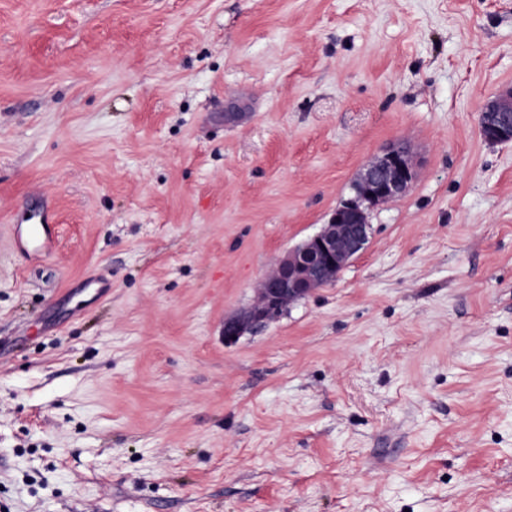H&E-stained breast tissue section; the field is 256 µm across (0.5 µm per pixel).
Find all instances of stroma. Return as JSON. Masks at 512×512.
Listing matches in <instances>:
<instances>
[{
	"label": "stroma",
	"mask_w": 512,
	"mask_h": 512,
	"mask_svg": "<svg viewBox=\"0 0 512 512\" xmlns=\"http://www.w3.org/2000/svg\"><path fill=\"white\" fill-rule=\"evenodd\" d=\"M509 86L512 0H0V512H512ZM399 140L365 249L225 343ZM483 139L490 144L512 142V88L488 99L478 113ZM47 223V214L42 210H35L28 215L25 225L10 224L9 229L16 232L19 237L24 234L29 244L34 246V251H48L51 248L53 237Z\"/></svg>",
	"instance_id": "obj_1"
}]
</instances>
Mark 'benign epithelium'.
Wrapping results in <instances>:
<instances>
[{"instance_id": "7a95c632", "label": "benign epithelium", "mask_w": 512, "mask_h": 512, "mask_svg": "<svg viewBox=\"0 0 512 512\" xmlns=\"http://www.w3.org/2000/svg\"><path fill=\"white\" fill-rule=\"evenodd\" d=\"M479 131L489 144L512 142V88L488 99L478 115ZM415 168L404 145L389 148L359 171L353 198L343 202L320 232L279 256L258 285L254 304L224 322V343L264 327L291 302L332 282L368 241V212L411 189Z\"/></svg>"}]
</instances>
